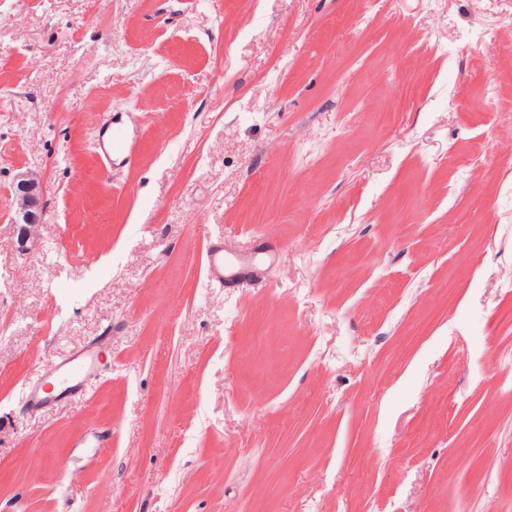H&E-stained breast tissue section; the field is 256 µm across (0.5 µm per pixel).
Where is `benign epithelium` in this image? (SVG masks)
Wrapping results in <instances>:
<instances>
[{"label":"benign epithelium","instance_id":"1","mask_svg":"<svg viewBox=\"0 0 512 512\" xmlns=\"http://www.w3.org/2000/svg\"><path fill=\"white\" fill-rule=\"evenodd\" d=\"M13 211L12 244L18 251H27L39 238L42 227L44 185L40 175L18 170L10 185Z\"/></svg>","mask_w":512,"mask_h":512}]
</instances>
